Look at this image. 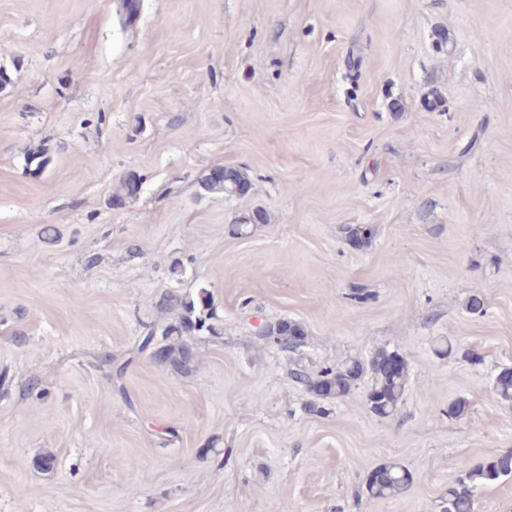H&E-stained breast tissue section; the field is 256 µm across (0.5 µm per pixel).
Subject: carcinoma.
Here are the masks:
<instances>
[{
  "label": "carcinoma",
  "instance_id": "1",
  "mask_svg": "<svg viewBox=\"0 0 512 512\" xmlns=\"http://www.w3.org/2000/svg\"><path fill=\"white\" fill-rule=\"evenodd\" d=\"M251 185L248 174L235 167L215 168L203 181V187L214 193L228 197L235 196L237 188ZM266 223L264 212L256 210L241 222L233 225L237 235H245L250 227ZM347 237L360 247L368 243L371 230L363 225L347 227ZM210 294L201 290L198 299L169 293L160 303L162 310H179L176 321L151 323L144 326V332L138 341L135 353L140 354L150 346L158 348V362L176 370H185L193 361L191 348L175 341L184 334L203 330L215 331L209 323V316L204 310L210 307ZM267 335L286 348L293 349L301 342L304 330L296 323L279 321L268 327ZM370 375L371 387L368 402L371 410L380 417L393 415L403 401L408 380V365L405 359L395 352L378 351L372 359L364 363L349 360L336 368H327L316 376H310L299 368L293 377L306 385L307 389L321 399H338L347 395L359 378ZM496 391L501 399L512 401V369L501 371ZM381 477L365 482L366 494L373 498H387L404 492L411 480L409 471L399 464H386L377 467ZM512 476V448L482 463L461 465V475L448 486V497L441 505L442 512H476V491L479 487L492 484L502 478Z\"/></svg>",
  "mask_w": 512,
  "mask_h": 512
}]
</instances>
